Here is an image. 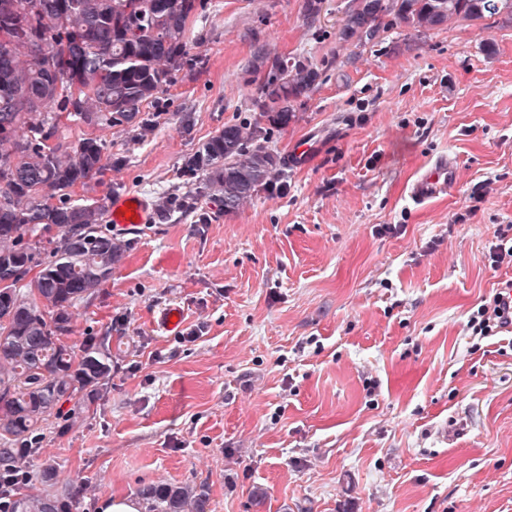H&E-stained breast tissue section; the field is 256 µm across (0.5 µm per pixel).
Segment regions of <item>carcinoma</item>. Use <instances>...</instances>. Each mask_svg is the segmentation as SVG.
I'll return each mask as SVG.
<instances>
[{
	"instance_id": "cac0c4a2",
	"label": "carcinoma",
	"mask_w": 512,
	"mask_h": 512,
	"mask_svg": "<svg viewBox=\"0 0 512 512\" xmlns=\"http://www.w3.org/2000/svg\"><path fill=\"white\" fill-rule=\"evenodd\" d=\"M15 0H0V475L20 469L36 452L38 432L58 406L88 411L112 376L110 337L64 341L73 331V307L98 292L123 260L124 241L99 230L97 203L70 202V189L105 169L109 156L101 138L74 145L43 141L59 136L68 121L87 127L137 123L144 104L190 61L188 24L201 0H29L19 14ZM416 31L453 20L512 21V0H351L339 40L362 47L380 38L382 17ZM56 51L42 56L41 42ZM264 73L256 101L260 117L285 128L294 102L320 79L309 62L289 64L255 56ZM22 99L38 110L21 112ZM267 128L227 124L202 142L185 169L204 176L197 194L211 191L231 212L270 185L281 161L265 146ZM41 266L33 279L20 270ZM50 469L28 479L9 501V512H70L68 496L32 482H48ZM144 512H210L206 485L153 483L140 490Z\"/></svg>"
}]
</instances>
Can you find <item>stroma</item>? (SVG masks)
Wrapping results in <instances>:
<instances>
[{
	"label": "stroma",
	"mask_w": 512,
	"mask_h": 512,
	"mask_svg": "<svg viewBox=\"0 0 512 512\" xmlns=\"http://www.w3.org/2000/svg\"><path fill=\"white\" fill-rule=\"evenodd\" d=\"M350 2L310 18L304 0H204L193 63L144 107L154 131L99 129L112 164L71 202L138 195L154 216L110 226L126 256L74 308L70 342L112 339L107 393L49 417L30 460L72 512L161 481L205 484L212 512H512V331L466 329L512 281L487 265L496 230L512 237V25L389 16L357 47L338 37ZM261 52L321 73L267 130L276 184L229 213L206 196L159 216L194 191L199 143L258 121ZM448 154L455 192L413 206ZM169 305L195 341L160 330Z\"/></svg>",
	"instance_id": "1"
}]
</instances>
